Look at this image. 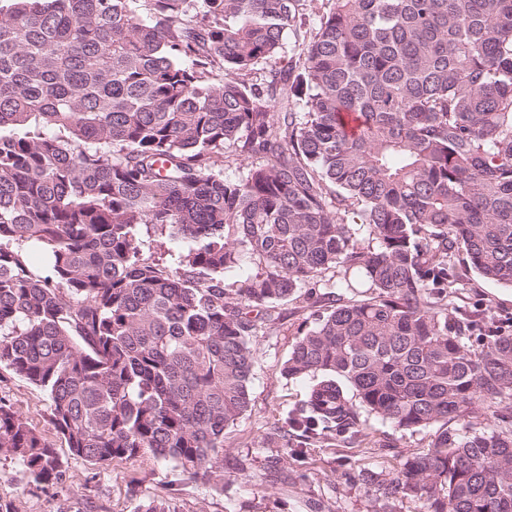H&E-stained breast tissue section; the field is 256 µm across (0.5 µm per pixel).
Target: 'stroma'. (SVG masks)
<instances>
[{
    "mask_svg": "<svg viewBox=\"0 0 512 512\" xmlns=\"http://www.w3.org/2000/svg\"><path fill=\"white\" fill-rule=\"evenodd\" d=\"M468 302L483 305L489 318L512 321V288L473 275L448 299L452 306ZM311 324L310 309L285 305L279 321L253 337L251 407L224 438V468L231 478L220 493L172 465L147 458L108 467L71 458L50 420L46 392L0 369V399L55 444L64 469L61 484L43 485L33 481L18 459L0 455V507L7 512H138L163 496L177 512H375L373 496L349 481L350 462L360 461L375 472L390 471L398 455L428 448L434 432L402 430L374 419L369 443L335 442L311 449L300 462L267 444V434L306 398V382L285 378L282 368L299 333ZM273 458L280 476L266 477L262 486H255L253 473Z\"/></svg>",
    "mask_w": 512,
    "mask_h": 512,
    "instance_id": "obj_1",
    "label": "stroma"
}]
</instances>
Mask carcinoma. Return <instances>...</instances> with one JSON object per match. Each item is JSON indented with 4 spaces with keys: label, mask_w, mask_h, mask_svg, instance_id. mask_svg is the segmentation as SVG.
<instances>
[{
    "label": "carcinoma",
    "mask_w": 512,
    "mask_h": 512,
    "mask_svg": "<svg viewBox=\"0 0 512 512\" xmlns=\"http://www.w3.org/2000/svg\"><path fill=\"white\" fill-rule=\"evenodd\" d=\"M306 2L0 4V368L47 392L70 456L222 492L251 337L313 307L283 368L308 396L268 442L300 462L372 417L438 424L359 468L377 512H512V334L448 310L470 272L512 288V0H327L312 31ZM141 225L190 243L176 267ZM0 455L62 481L2 399Z\"/></svg>",
    "instance_id": "obj_1"
}]
</instances>
